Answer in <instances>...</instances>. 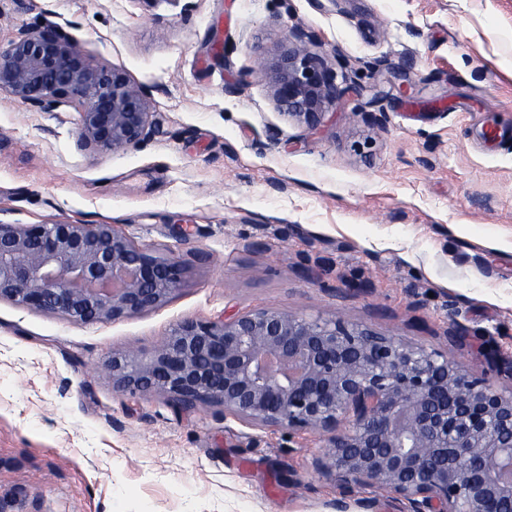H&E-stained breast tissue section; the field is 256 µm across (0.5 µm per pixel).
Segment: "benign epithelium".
<instances>
[{"label":"benign epithelium","mask_w":512,"mask_h":512,"mask_svg":"<svg viewBox=\"0 0 512 512\" xmlns=\"http://www.w3.org/2000/svg\"><path fill=\"white\" fill-rule=\"evenodd\" d=\"M312 43L294 29L262 65L277 107L309 127L341 99ZM2 92L39 112L73 106L85 146L136 148L151 130L152 89L89 64L56 28L0 43ZM183 274L112 224L0 222V300L76 322L160 307ZM111 367L116 389L132 396L220 407L249 429L325 433L315 470L349 492L383 488L402 512H512V388L436 350L336 318L260 308L185 321L150 353L112 355Z\"/></svg>","instance_id":"obj_1"}]
</instances>
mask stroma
Listing matches in <instances>:
<instances>
[{
	"instance_id": "stroma-1",
	"label": "stroma",
	"mask_w": 512,
	"mask_h": 512,
	"mask_svg": "<svg viewBox=\"0 0 512 512\" xmlns=\"http://www.w3.org/2000/svg\"><path fill=\"white\" fill-rule=\"evenodd\" d=\"M47 27L151 88V133L84 148L73 106L1 93L0 221L113 224L185 271L115 321L0 301V512H399L314 469L322 434L124 395L110 361L260 308L512 357V0H0V39ZM294 28L347 77L313 128L261 73Z\"/></svg>"
}]
</instances>
